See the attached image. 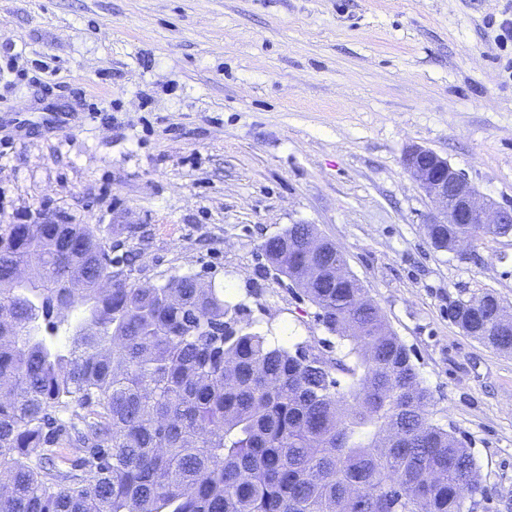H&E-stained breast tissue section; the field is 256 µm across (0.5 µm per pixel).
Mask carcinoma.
<instances>
[{"instance_id":"cac0c4a2","label":"carcinoma","mask_w":512,"mask_h":512,"mask_svg":"<svg viewBox=\"0 0 512 512\" xmlns=\"http://www.w3.org/2000/svg\"><path fill=\"white\" fill-rule=\"evenodd\" d=\"M313 232L292 224L287 248L264 242L278 275L340 260L301 249ZM511 234L437 224L431 244ZM66 240L78 248L63 257ZM16 265L39 287L14 281ZM110 267L88 224L0 229V512H465V496L486 494L471 452L429 422L408 350L355 277L304 289L349 342L322 365L251 330L242 305L194 275L103 291ZM60 305L80 311L63 341L56 322L41 326ZM503 309L485 292L448 317L511 353ZM80 444L92 452L58 468L56 449Z\"/></svg>"}]
</instances>
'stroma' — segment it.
Returning a JSON list of instances; mask_svg holds the SVG:
<instances>
[{"instance_id":"obj_1","label":"stroma","mask_w":512,"mask_h":512,"mask_svg":"<svg viewBox=\"0 0 512 512\" xmlns=\"http://www.w3.org/2000/svg\"><path fill=\"white\" fill-rule=\"evenodd\" d=\"M512 0H0V226L98 229L135 286L198 276L276 344L340 340L263 242L315 225L406 346L428 418L512 512V353L450 301L512 311V236L432 246L412 144L512 202ZM503 309L505 306L494 294L485 292L450 302L448 317L465 333L487 342L501 352L511 353L512 328L501 325Z\"/></svg>"}]
</instances>
